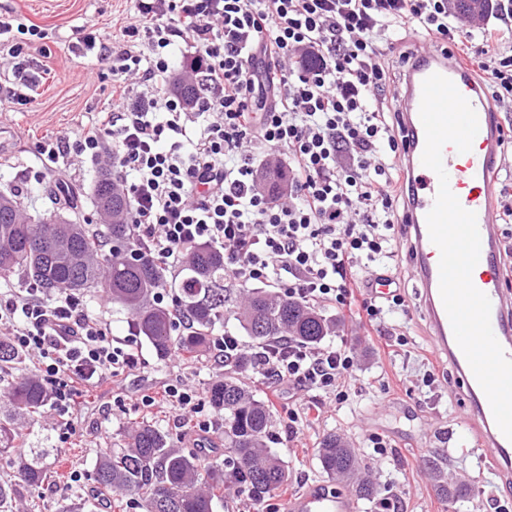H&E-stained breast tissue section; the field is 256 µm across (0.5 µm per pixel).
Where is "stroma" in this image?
Segmentation results:
<instances>
[{
	"label": "stroma",
	"mask_w": 512,
	"mask_h": 512,
	"mask_svg": "<svg viewBox=\"0 0 512 512\" xmlns=\"http://www.w3.org/2000/svg\"><path fill=\"white\" fill-rule=\"evenodd\" d=\"M134 9V0H0V15L32 22L48 34L26 49L32 70L39 75L33 102L0 106V125L10 130L12 139L11 153L0 156V191L20 193L29 214L53 208L49 183L34 179L40 168L41 138L87 123L112 101L111 75L99 71L93 56L68 50L75 27L118 42ZM391 265L397 270L406 305L384 323L372 327L334 308L323 310L336 323L329 342L345 344L359 359L356 374L346 382V402L314 398L313 409L292 424L288 411L297 405L294 392L284 390L276 399L265 383L255 385L258 396L273 401L270 446L286 461L291 476L273 502L278 512H289V500L313 486L336 490V481L322 473L316 456L323 435L336 431L359 448L363 472L377 490L374 499L360 501L359 512H385L390 501L398 503L400 512H448L447 501L437 492L442 480L469 490L467 498L458 502L457 512H512V496L500 487L497 473L489 470L485 452L458 445L467 406L455 395L449 368L434 355L426 337L405 247H398ZM142 353L139 368L120 377L124 410L114 409V388L104 379L73 409L70 419L75 435L65 448L57 446V417L52 409H45L33 426L30 447L57 448L63 460L57 476L26 494L28 501L39 503L40 512H58L66 502L80 505L83 512H118L99 496L95 467L100 450L118 447L124 434L139 423L158 424L185 451L196 452V435L190 426L179 424L172 411H144L139 397L175 378L205 389L220 371L205 355L194 361L179 356L162 361L147 344ZM429 373L434 376L430 382L425 379ZM373 436L383 438L385 454L372 448ZM76 469L82 478L74 483L70 474Z\"/></svg>",
	"instance_id": "1"
}]
</instances>
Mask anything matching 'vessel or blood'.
Segmentation results:
<instances>
[{
	"label": "vessel or blood",
	"instance_id": "obj_1",
	"mask_svg": "<svg viewBox=\"0 0 512 512\" xmlns=\"http://www.w3.org/2000/svg\"><path fill=\"white\" fill-rule=\"evenodd\" d=\"M435 73L454 83L478 117L479 131L471 150L461 153L448 144L442 156L450 190L463 208L477 216L481 250L472 282L489 297L493 333L512 359V292L502 286L504 248L490 181V173L504 150L500 117L484 86L458 62L455 54L433 47L412 54L402 88L401 121L406 135L403 155L409 183L403 239L409 266L421 288L419 309L427 325L428 340L438 358L444 359L452 369L454 386L468 404L464 433L473 439L475 447L484 449L493 458L500 480L511 487L512 440L498 428L488 398L456 342L440 294V251L430 240L426 222L439 189V178L422 163L425 132L420 104L423 82ZM357 509L354 496L345 490L333 494L311 490L290 505V512H357Z\"/></svg>",
	"mask_w": 512,
	"mask_h": 512
}]
</instances>
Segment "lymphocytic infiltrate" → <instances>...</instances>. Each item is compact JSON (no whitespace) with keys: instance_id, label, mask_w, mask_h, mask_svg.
Wrapping results in <instances>:
<instances>
[{"instance_id":"lymphocytic-infiltrate-1","label":"lymphocytic infiltrate","mask_w":512,"mask_h":512,"mask_svg":"<svg viewBox=\"0 0 512 512\" xmlns=\"http://www.w3.org/2000/svg\"><path fill=\"white\" fill-rule=\"evenodd\" d=\"M123 43L98 42L75 30L72 49L96 53L116 93L86 124L40 143L42 171L78 157H108L115 184L130 202L134 246L176 268L209 245L240 284L261 283L311 305L360 300L369 323L402 307L399 292L372 295L392 281L398 204L405 182L403 137L388 122L398 112L388 90L410 55L382 57L378 41L407 36L450 45L477 66L499 104L512 103V0H499L496 21L464 41L448 0H136ZM43 39L39 26L0 17V46L14 74L26 60L18 36ZM200 86L194 104L169 91L176 56ZM287 151L288 193L274 200L256 179L258 157ZM0 328L52 387L57 439L72 435L76 401L101 378L141 363L140 331L115 335L105 311L82 296L45 298L29 285L0 291ZM256 369L274 389L291 386L348 398L344 383L358 368L352 349L308 347L291 338L256 352ZM204 392L182 380L140 397L143 406L175 409L201 435Z\"/></svg>"}]
</instances>
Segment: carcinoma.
Masks as SVG:
<instances>
[{"instance_id":"1","label":"carcinoma","mask_w":512,"mask_h":512,"mask_svg":"<svg viewBox=\"0 0 512 512\" xmlns=\"http://www.w3.org/2000/svg\"><path fill=\"white\" fill-rule=\"evenodd\" d=\"M261 181L276 199L288 185L278 169L264 171ZM94 194L98 212L112 211L105 247L90 226L54 211L26 218L15 195L0 193V280L33 284L47 295L100 289L133 316L157 357L201 356L224 324V308L233 304V289L224 286L230 278L224 256L208 245L197 246L174 277L134 251L129 204L109 173L98 176ZM167 288L193 323L186 335L175 328L169 309L154 301V294ZM236 320L257 348L282 336L317 345L332 330L331 320L315 306L261 289L247 293ZM20 363L13 346L0 341V399L10 407L0 419V456L17 472L16 480L0 482V512H16L23 493L47 481L55 464L44 451L27 447V434L16 426L21 418L35 422L51 398L41 376L18 368ZM209 398L224 415L223 468L203 466L197 456L175 447L168 432L146 422L122 447L100 454L95 481L101 496H127L141 512H214L226 487L262 505L288 484L286 462L268 446L269 404L233 376L212 381ZM317 458L333 480L355 479L362 464L357 449L334 433L319 443Z\"/></svg>"}]
</instances>
